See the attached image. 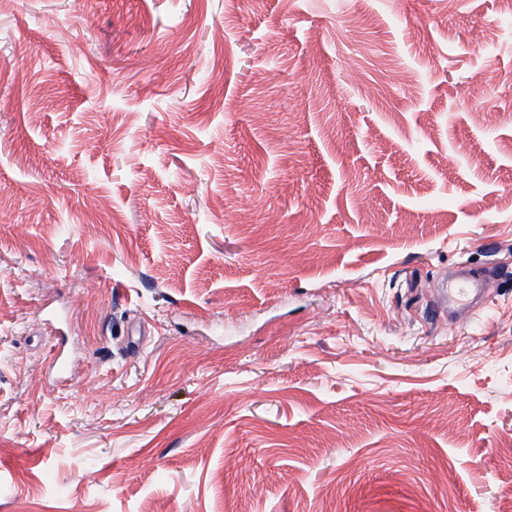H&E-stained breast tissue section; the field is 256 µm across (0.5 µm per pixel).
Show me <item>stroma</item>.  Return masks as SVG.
I'll return each instance as SVG.
<instances>
[{"label":"stroma","mask_w":512,"mask_h":512,"mask_svg":"<svg viewBox=\"0 0 512 512\" xmlns=\"http://www.w3.org/2000/svg\"><path fill=\"white\" fill-rule=\"evenodd\" d=\"M510 499L501 0H0V512ZM483 288V282L477 279H472L466 281V283L460 288H441L437 290H442L445 293V306L448 305V310L457 306L460 301L466 295H473L480 292Z\"/></svg>","instance_id":"1"}]
</instances>
